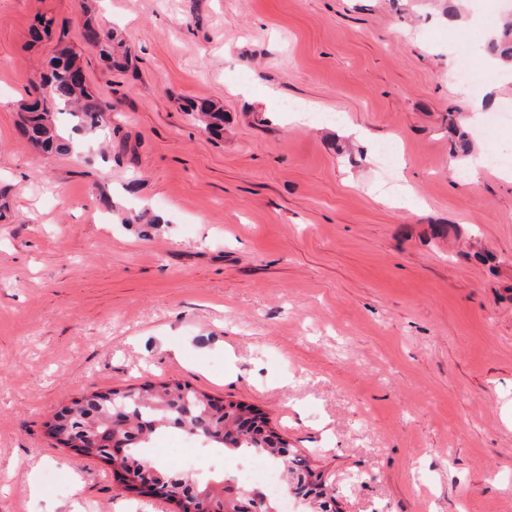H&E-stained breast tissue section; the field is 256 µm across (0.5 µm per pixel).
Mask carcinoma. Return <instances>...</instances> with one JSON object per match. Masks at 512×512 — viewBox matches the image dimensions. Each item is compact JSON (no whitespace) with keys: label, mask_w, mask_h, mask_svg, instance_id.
<instances>
[{"label":"carcinoma","mask_w":512,"mask_h":512,"mask_svg":"<svg viewBox=\"0 0 512 512\" xmlns=\"http://www.w3.org/2000/svg\"><path fill=\"white\" fill-rule=\"evenodd\" d=\"M101 33L102 40L96 50L101 56L112 60L113 66L122 67L123 61L128 59V48L117 41L111 31L103 29ZM487 52L502 60H512V22L505 24L498 34L489 39ZM73 63L74 59L68 55L56 58L49 75L45 77L46 94L23 105L21 109L20 124L24 126V135L46 153L70 149V144L61 135L62 128L53 118L54 113L69 115L74 130L96 133L107 126L106 116L112 111V105L94 94L89 87L68 81L66 72ZM189 111L212 131L221 129L224 124V111L219 106L192 105ZM452 131L454 148L463 154L468 153L472 146L471 132L459 126L452 127ZM186 400L190 402V415L182 421L173 408ZM212 402L210 396L179 383L144 385L135 390L132 398L123 391L92 393L72 400L69 406L63 408L50 427V435L61 445L90 430L108 436L112 434L111 417L122 408L129 416L127 428L123 430L124 437L128 439L123 457H112L104 447L88 448L84 455L117 469L132 471L137 477H146L162 487L172 488L187 479V475L172 463L158 462L150 457L148 448L170 429L186 426L201 432L205 428L217 429L236 423V409L242 404L228 402V411L217 417L211 412ZM206 447L233 455L257 452L275 466L283 488L293 487L296 495L308 499L306 512H339L330 505V502L336 501V495L326 492L328 484L320 482L309 487L303 484L300 472L310 470L308 461L297 455V450L288 439L272 429L260 439L245 432L227 444L220 441L215 433ZM229 482V476L217 473L196 480L197 492L205 500L219 506Z\"/></svg>","instance_id":"carcinoma-1"}]
</instances>
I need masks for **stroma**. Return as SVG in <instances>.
Masks as SVG:
<instances>
[{
    "mask_svg": "<svg viewBox=\"0 0 512 512\" xmlns=\"http://www.w3.org/2000/svg\"><path fill=\"white\" fill-rule=\"evenodd\" d=\"M82 6L0 0V512H153L49 426L162 381L251 407L341 512H512V176L471 192L448 139L453 117L512 158V125L481 131L512 102L479 52L507 7L97 0L131 54L114 71ZM66 44L112 140L47 155L19 109ZM190 100L223 106L221 135ZM393 183L404 206L379 201Z\"/></svg>",
    "mask_w": 512,
    "mask_h": 512,
    "instance_id": "stroma-1",
    "label": "stroma"
}]
</instances>
